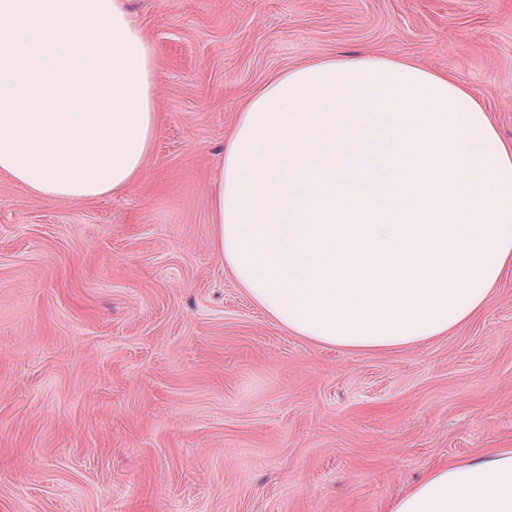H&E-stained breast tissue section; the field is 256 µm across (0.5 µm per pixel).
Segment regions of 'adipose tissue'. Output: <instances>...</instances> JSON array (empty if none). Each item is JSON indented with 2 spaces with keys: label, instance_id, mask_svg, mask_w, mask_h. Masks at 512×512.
<instances>
[{
  "label": "adipose tissue",
  "instance_id": "1",
  "mask_svg": "<svg viewBox=\"0 0 512 512\" xmlns=\"http://www.w3.org/2000/svg\"><path fill=\"white\" fill-rule=\"evenodd\" d=\"M158 75L126 0H0V176L73 203L128 190ZM210 211L225 268L288 332L413 347L512 272V145L448 73L313 60L240 108ZM391 512H512V450L430 471Z\"/></svg>",
  "mask_w": 512,
  "mask_h": 512
}]
</instances>
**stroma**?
I'll return each instance as SVG.
<instances>
[{
	"label": "stroma",
	"instance_id": "obj_1",
	"mask_svg": "<svg viewBox=\"0 0 512 512\" xmlns=\"http://www.w3.org/2000/svg\"><path fill=\"white\" fill-rule=\"evenodd\" d=\"M158 50L144 178H0V512H390L512 448V276L448 336L314 344L225 271L209 199L242 101L308 61L418 58L512 141V0H129Z\"/></svg>",
	"mask_w": 512,
	"mask_h": 512
}]
</instances>
